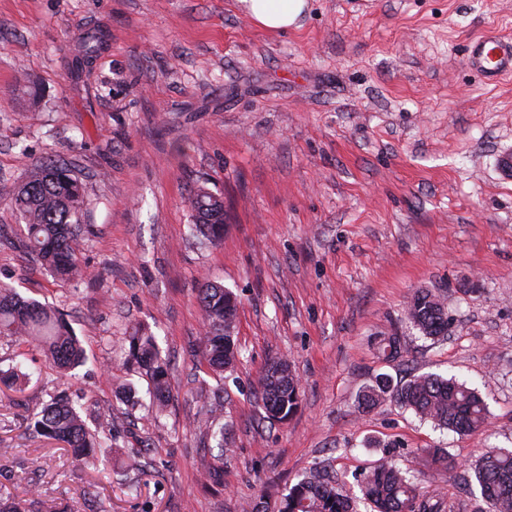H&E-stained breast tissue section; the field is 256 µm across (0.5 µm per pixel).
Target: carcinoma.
<instances>
[{
    "instance_id": "carcinoma-1",
    "label": "carcinoma",
    "mask_w": 512,
    "mask_h": 512,
    "mask_svg": "<svg viewBox=\"0 0 512 512\" xmlns=\"http://www.w3.org/2000/svg\"><path fill=\"white\" fill-rule=\"evenodd\" d=\"M101 36L83 34L79 54L72 61L75 70L97 51ZM86 199L84 188L72 165L57 161H36L25 170L13 197V211L22 224V246L54 278L70 281L80 276L79 255L84 242ZM193 212L191 235L201 245L216 244L224 237V199L204 188L190 199ZM205 333L200 340L202 359L210 370L221 373L236 359L231 333L237 313L232 292L216 282L198 289ZM404 320L421 336L437 341L448 334L447 306L432 291L414 294L404 309ZM0 335L21 343H37L52 365L72 371L85 363L83 348L63 314L48 305L22 300L9 285L0 283ZM129 352L149 380L151 405L163 408L169 398L167 362L156 338L135 331L128 339ZM299 379L285 359L271 363L260 380V394L266 418L284 422L299 404ZM223 389L202 392L200 422L206 433L224 447ZM392 401L412 410L420 419L452 431L480 427L487 422L486 405L478 392L453 377L434 373L413 374L393 383L381 375L366 387L362 403L376 407ZM35 431L69 449L81 463L96 459L97 449L108 448L112 421L102 418L90 429L69 398L54 396L38 414ZM474 482L487 505V512H512V448H499L481 458L473 468ZM361 491L372 512H445L439 494H424L410 472L387 458L380 459L363 477ZM277 512H352L351 504L327 475L313 474L293 484L280 501Z\"/></svg>"
}]
</instances>
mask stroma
<instances>
[{
	"label": "stroma",
	"instance_id": "obj_1",
	"mask_svg": "<svg viewBox=\"0 0 512 512\" xmlns=\"http://www.w3.org/2000/svg\"><path fill=\"white\" fill-rule=\"evenodd\" d=\"M300 27L269 32L239 0H0V280L64 313L86 354L70 377L43 351L0 337V368L21 364L23 392L0 384V498L27 512H252L327 465L370 512L359 483L382 457L414 468L440 448L423 490L451 512H485L468 465L512 448V77L486 84L468 43L512 36V0H308ZM103 44L82 79V32ZM72 162L87 201L81 264L60 283L29 259L11 201L27 163ZM224 199V238L196 248L190 199ZM239 300L236 363L224 373L220 481L199 476L212 440L197 427L203 319L197 290ZM428 289L448 334L403 321ZM141 326L168 363L171 397L152 409L129 360ZM402 358L386 360L385 338ZM284 358L300 379L286 422L265 416L259 379ZM453 375L488 406L485 427L435 429L396 404L358 397L378 375ZM67 391L88 418L112 415L113 450L75 461L32 424ZM147 467L137 492L125 472Z\"/></svg>",
	"mask_w": 512,
	"mask_h": 512
}]
</instances>
